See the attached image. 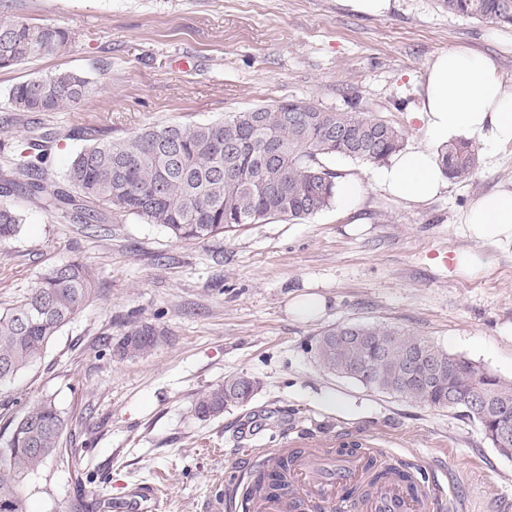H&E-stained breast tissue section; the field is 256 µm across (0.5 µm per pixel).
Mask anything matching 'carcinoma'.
Returning <instances> with one entry per match:
<instances>
[{
  "label": "carcinoma",
  "instance_id": "carcinoma-1",
  "mask_svg": "<svg viewBox=\"0 0 512 512\" xmlns=\"http://www.w3.org/2000/svg\"><path fill=\"white\" fill-rule=\"evenodd\" d=\"M450 15L512 25V0H437ZM74 41L70 30L33 25L0 13V68L66 53ZM90 81L74 72H58L15 85L8 103L15 112H57L85 100ZM59 133L39 127L21 136L13 154L4 157L0 197L21 191L45 213L100 224L103 211L134 214L164 227L177 241L204 242L273 218L304 219L335 201L337 174L321 158L341 156L371 165L385 162L403 149V131L373 112H332L311 103L286 101L234 112L202 124L149 126L113 139L97 130L85 132L86 145L67 164L63 175L45 166ZM478 151L469 140L448 143L442 164L452 179L468 181L475 174ZM22 218L0 203V244L13 239ZM95 274L74 259L42 273L30 293L0 313V393L10 392L18 377L38 363L59 330L95 294ZM348 328L344 323L316 334L312 350L321 367L347 377L358 362L364 373L354 380L366 388L401 396L415 404L445 409L448 387L456 394L454 409L477 423L482 433L495 420L471 408L485 392L498 407L512 413V380L484 366L448 354L403 328L357 324L352 335L377 340L390 337L395 348L385 357L366 347L328 350V338ZM164 332L138 323L112 344L111 357L133 360L149 354ZM420 346L444 366L436 382L405 381L403 356ZM260 388L255 378L234 374L197 395L191 412L200 420L242 407ZM68 420L54 399L26 402L22 414L0 432V512H27L20 485L52 459L66 457L62 439ZM297 448L271 467L255 471L250 489L264 497L291 494L288 474L301 456Z\"/></svg>",
  "mask_w": 512,
  "mask_h": 512
}]
</instances>
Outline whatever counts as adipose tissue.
Listing matches in <instances>:
<instances>
[{"label": "adipose tissue", "instance_id": "adipose-tissue-1", "mask_svg": "<svg viewBox=\"0 0 512 512\" xmlns=\"http://www.w3.org/2000/svg\"><path fill=\"white\" fill-rule=\"evenodd\" d=\"M413 117L427 148L399 151L370 172L379 190L407 206L427 203L447 189L438 151L448 142L475 141L490 161L500 147L512 144V82L489 55L466 49L440 52L426 68L422 104ZM463 221L476 240L512 243V189L477 196Z\"/></svg>", "mask_w": 512, "mask_h": 512}]
</instances>
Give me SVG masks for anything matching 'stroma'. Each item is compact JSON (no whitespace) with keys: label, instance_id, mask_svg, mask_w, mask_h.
Segmentation results:
<instances>
[{"label":"stroma","instance_id":"stroma-1","mask_svg":"<svg viewBox=\"0 0 512 512\" xmlns=\"http://www.w3.org/2000/svg\"><path fill=\"white\" fill-rule=\"evenodd\" d=\"M9 12L74 34L71 49L0 68V154L23 128L62 137L51 158L61 171L81 142L76 130L112 137L153 125L219 120L288 100L376 112L426 140L412 112L420 82L440 51L494 57L512 80V27L449 15L437 0H394L383 16L343 0H8ZM62 71L87 77L91 96L60 112H12L19 82ZM324 166L367 184L355 217L330 208L306 219H273L205 242L180 243L161 226L128 215L96 232L9 202L20 233L0 245V310L12 307L54 265L86 260L97 294L63 326L16 389L0 394V428L25 401L50 395L70 427L65 447L78 468L50 463L23 486L29 512H113L136 484L157 485L146 512H242L249 449L285 436L344 433L429 469L452 493L453 512H512V459L454 409L377 393L326 372L312 337L337 323L403 327L449 354L512 379V244L471 238L470 201L512 189V145L479 161L467 181L407 207L369 184L370 166L327 157ZM477 255L476 273L455 253ZM319 297L308 313L301 301ZM136 322L164 330L147 356L116 361L110 349ZM245 373L261 387L245 406L200 420L198 393Z\"/></svg>","mask_w":512,"mask_h":512}]
</instances>
